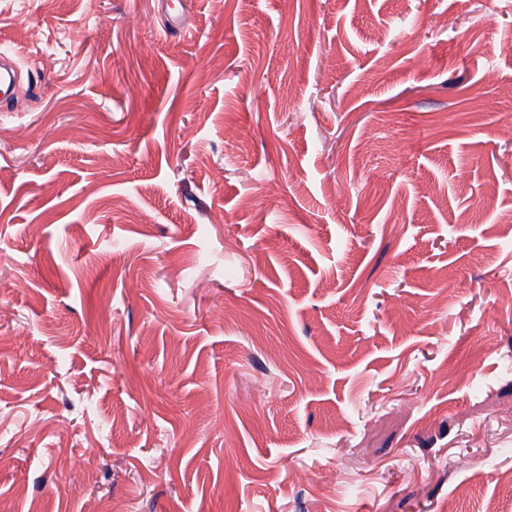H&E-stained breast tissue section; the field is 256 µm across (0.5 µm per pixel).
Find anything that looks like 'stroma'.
<instances>
[{
    "label": "stroma",
    "instance_id": "obj_1",
    "mask_svg": "<svg viewBox=\"0 0 512 512\" xmlns=\"http://www.w3.org/2000/svg\"><path fill=\"white\" fill-rule=\"evenodd\" d=\"M180 14L0 0V512H512V0Z\"/></svg>",
    "mask_w": 512,
    "mask_h": 512
}]
</instances>
